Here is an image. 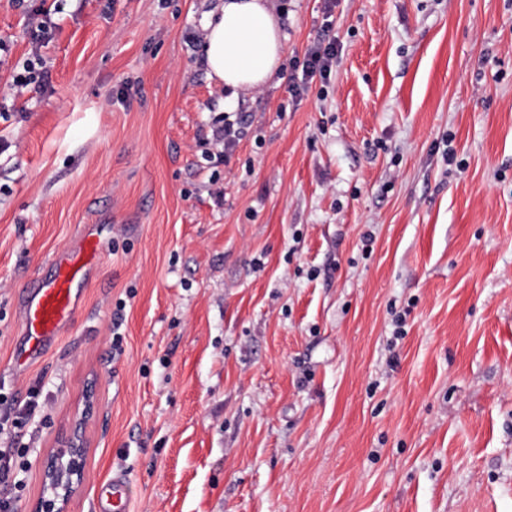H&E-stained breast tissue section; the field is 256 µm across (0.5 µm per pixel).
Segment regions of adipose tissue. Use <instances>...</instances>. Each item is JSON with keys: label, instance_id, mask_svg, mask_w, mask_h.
<instances>
[{"label": "adipose tissue", "instance_id": "adipose-tissue-1", "mask_svg": "<svg viewBox=\"0 0 512 512\" xmlns=\"http://www.w3.org/2000/svg\"><path fill=\"white\" fill-rule=\"evenodd\" d=\"M282 13L274 0H219L205 17L209 80L245 93L277 72L284 48Z\"/></svg>", "mask_w": 512, "mask_h": 512}]
</instances>
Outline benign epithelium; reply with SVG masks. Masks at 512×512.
Returning <instances> with one entry per match:
<instances>
[{
    "mask_svg": "<svg viewBox=\"0 0 512 512\" xmlns=\"http://www.w3.org/2000/svg\"><path fill=\"white\" fill-rule=\"evenodd\" d=\"M83 455L82 435L77 428L45 462V495L32 512H66L69 499L82 478Z\"/></svg>",
    "mask_w": 512,
    "mask_h": 512,
    "instance_id": "7a95c632",
    "label": "benign epithelium"
}]
</instances>
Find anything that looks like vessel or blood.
<instances>
[{"label": "vessel or blood", "mask_w": 512, "mask_h": 512, "mask_svg": "<svg viewBox=\"0 0 512 512\" xmlns=\"http://www.w3.org/2000/svg\"><path fill=\"white\" fill-rule=\"evenodd\" d=\"M98 253L96 240L85 239L79 257L61 255L55 258V272L34 297L23 306L24 334L35 354L57 338L72 316L76 295L85 280L86 270ZM130 485L124 475L113 476L101 486L97 501L101 512H128Z\"/></svg>", "instance_id": "1"}]
</instances>
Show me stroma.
<instances>
[{"label": "stroma", "mask_w": 512, "mask_h": 512, "mask_svg": "<svg viewBox=\"0 0 512 512\" xmlns=\"http://www.w3.org/2000/svg\"><path fill=\"white\" fill-rule=\"evenodd\" d=\"M277 4L281 71L237 95L200 53L216 0H0V392L43 402L18 512L77 426L68 512L120 471L129 512H512V0ZM326 37L327 90L293 97ZM90 232L71 323L19 364ZM336 40L314 42L307 47L302 58H297L293 64L295 73L291 78L289 92L294 96L304 93L318 76L321 83L327 84L336 63ZM237 121L230 120V116L225 113L224 126L217 130H213L210 140L205 142V145H210L216 150V153L210 150L205 152V157L210 160L212 156L217 157L220 161H226L229 155L233 152L239 141L241 140L242 130L238 126ZM98 253L96 240L86 238L79 257L60 255L54 259L55 272L34 297L23 306L24 335L36 358L58 337L72 316L79 286Z\"/></svg>", "instance_id": "obj_1"}]
</instances>
